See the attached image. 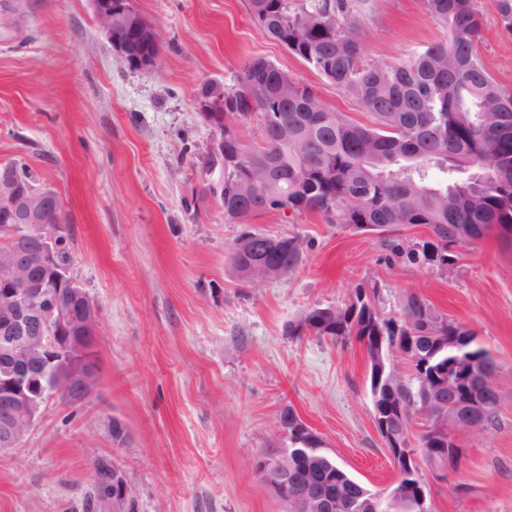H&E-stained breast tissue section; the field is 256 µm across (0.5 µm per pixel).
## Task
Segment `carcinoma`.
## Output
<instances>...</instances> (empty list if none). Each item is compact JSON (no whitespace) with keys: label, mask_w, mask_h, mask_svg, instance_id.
Returning a JSON list of instances; mask_svg holds the SVG:
<instances>
[{"label":"carcinoma","mask_w":512,"mask_h":512,"mask_svg":"<svg viewBox=\"0 0 512 512\" xmlns=\"http://www.w3.org/2000/svg\"><path fill=\"white\" fill-rule=\"evenodd\" d=\"M427 12L448 27L444 40L399 63L364 65L358 42L336 23V12L357 7L356 0H250L254 18L266 34L318 71L329 83L351 93L374 124L352 123L329 108L308 86L296 84L271 62L253 59L242 69L238 87L211 97L210 110L231 116L258 112L272 143L274 163L261 150L236 167L224 170V211L249 213L282 210L321 213L342 226L360 230L367 225L387 233L381 245L388 255L438 275L456 265L455 240H475L495 231L512 245V96L504 93L480 60L477 40L479 14L472 0H424ZM288 84V101L281 99ZM288 124V140L277 126ZM447 173L469 169L483 181L467 179L445 186L430 181L432 168ZM251 179L260 194L246 199L240 182ZM405 224H424L438 250L430 264L426 249L414 250L397 234ZM275 269L292 273L305 260V244L288 237L265 254ZM379 298L378 284H360L354 295L360 305H336V325L356 316V335H385L384 354L391 387L383 400L410 402L421 388L413 373L403 378L394 365L395 332L391 325L413 318L409 332L417 350L429 355L432 343L423 337L428 320L441 322L448 335L468 337L460 347H448L435 361L450 364L461 356L496 362L469 327L439 312L415 293L402 295L389 312L362 301L364 289ZM296 469L313 482L349 493L354 484L330 481L342 470L334 458L313 470L306 456L295 458Z\"/></svg>","instance_id":"carcinoma-1"}]
</instances>
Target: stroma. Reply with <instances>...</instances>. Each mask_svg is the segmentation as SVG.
I'll return each mask as SVG.
<instances>
[{"instance_id": "obj_1", "label": "stroma", "mask_w": 512, "mask_h": 512, "mask_svg": "<svg viewBox=\"0 0 512 512\" xmlns=\"http://www.w3.org/2000/svg\"><path fill=\"white\" fill-rule=\"evenodd\" d=\"M163 33L151 72L129 68L100 29L91 0H0V162L29 166L56 191L74 236L71 273L100 310L98 383L81 402H48L18 448L0 452V512H68L89 459L107 455L138 495V512H283L250 460L285 444L293 407L356 480L395 479L356 342L288 334L315 305L347 300L364 282L384 309L414 291L478 334L499 363L494 425L461 440L463 465L430 482L432 512H512V247L496 234L458 246L441 277L388 259L379 235L318 213L266 211L224 219L202 156L214 133L204 85L236 87L262 58L312 88L347 119L372 125L349 92L270 39L249 0H130ZM479 56L512 95V27L494 0ZM336 22L363 64L393 63L446 35L423 0H365ZM307 242L292 274L241 283L229 254L245 231ZM120 425L121 438L112 435Z\"/></svg>"}]
</instances>
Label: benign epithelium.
Wrapping results in <instances>:
<instances>
[{"mask_svg":"<svg viewBox=\"0 0 512 512\" xmlns=\"http://www.w3.org/2000/svg\"><path fill=\"white\" fill-rule=\"evenodd\" d=\"M100 28L113 51L128 67L151 70L159 56L161 30L126 5V0H92ZM132 32L153 47L150 55L128 62L122 32ZM203 117L215 136L205 155L209 173L224 172L242 154L256 150L238 141L235 154H224V115L205 112ZM59 207L57 193L37 186L12 163L0 164V451L18 447L36 424L44 403L55 396L53 388L65 386L86 395L96 385L99 364L95 355L99 309L88 291L58 257V240L70 225L51 218ZM282 241L286 237L278 238ZM274 237L260 239L250 232L257 259L239 272L250 282L255 276L274 273L260 253L277 246ZM42 276L34 275L35 271ZM336 318V307L317 308L293 325L295 337L311 335ZM420 391L422 409L399 402L373 405L377 431L388 449L395 471L394 482L377 493L349 498L327 494L295 470L293 458L304 452L318 462L326 453L320 435L291 407L281 410L283 434L305 439L307 447L266 448L253 458L251 468L287 512H405L408 495L413 512H431L422 471L445 482L462 466L459 437L481 432L488 412L498 406V390L486 379L496 378V368L479 358L465 357L448 375L430 374ZM424 423L433 452L417 449L410 439L415 423ZM456 447L451 448L449 444ZM87 497L91 512H136L137 493L125 474L108 456H99L90 471Z\"/></svg>","mask_w":512,"mask_h":512,"instance_id":"benign-epithelium-1","label":"benign epithelium"}]
</instances>
